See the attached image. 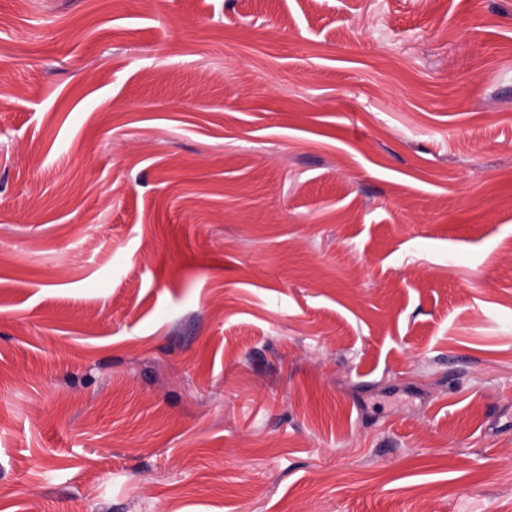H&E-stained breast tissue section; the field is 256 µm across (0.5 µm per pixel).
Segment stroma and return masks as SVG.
Instances as JSON below:
<instances>
[{"mask_svg": "<svg viewBox=\"0 0 512 512\" xmlns=\"http://www.w3.org/2000/svg\"><path fill=\"white\" fill-rule=\"evenodd\" d=\"M0 512H512V0H0Z\"/></svg>", "mask_w": 512, "mask_h": 512, "instance_id": "35a3bbf8", "label": "stroma"}]
</instances>
